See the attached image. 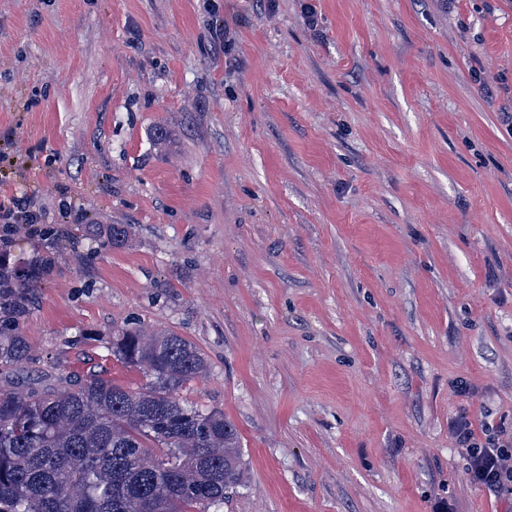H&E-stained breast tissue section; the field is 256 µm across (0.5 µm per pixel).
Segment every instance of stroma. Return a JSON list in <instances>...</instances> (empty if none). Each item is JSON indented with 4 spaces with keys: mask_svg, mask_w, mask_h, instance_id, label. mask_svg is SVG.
<instances>
[{
    "mask_svg": "<svg viewBox=\"0 0 512 512\" xmlns=\"http://www.w3.org/2000/svg\"><path fill=\"white\" fill-rule=\"evenodd\" d=\"M204 3L0 0V195L49 217L0 250L54 258L13 389L140 387L102 343L169 329L224 512H512L451 431L512 435V0ZM101 224H83L81 227L84 235L95 236L101 241L102 245H112L116 247L122 245L129 235V226L127 224H106V228L101 230Z\"/></svg>",
    "mask_w": 512,
    "mask_h": 512,
    "instance_id": "1",
    "label": "stroma"
}]
</instances>
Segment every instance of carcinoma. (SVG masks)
I'll use <instances>...</instances> for the list:
<instances>
[{
	"instance_id": "obj_1",
	"label": "carcinoma",
	"mask_w": 512,
	"mask_h": 512,
	"mask_svg": "<svg viewBox=\"0 0 512 512\" xmlns=\"http://www.w3.org/2000/svg\"><path fill=\"white\" fill-rule=\"evenodd\" d=\"M81 230L114 247L129 235L126 224ZM52 265L0 258V376L30 356L22 325ZM107 350L147 382L134 390L90 373L24 393L0 383V512H223L239 485L238 430L224 411L179 396L206 374L202 351L131 325Z\"/></svg>"
}]
</instances>
